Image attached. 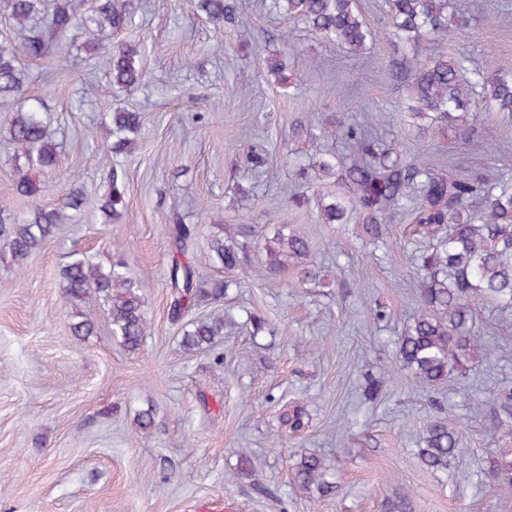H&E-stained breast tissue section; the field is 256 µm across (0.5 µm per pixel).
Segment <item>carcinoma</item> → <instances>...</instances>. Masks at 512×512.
I'll list each match as a JSON object with an SVG mask.
<instances>
[{
  "instance_id": "obj_1",
  "label": "carcinoma",
  "mask_w": 512,
  "mask_h": 512,
  "mask_svg": "<svg viewBox=\"0 0 512 512\" xmlns=\"http://www.w3.org/2000/svg\"><path fill=\"white\" fill-rule=\"evenodd\" d=\"M390 34L405 43L428 37H452L464 21L466 0H387ZM198 9L212 22L222 25L235 18L233 0H197ZM269 9L304 22L327 41L352 53H361L377 37L362 12V0H270ZM0 15L12 26L0 32V101L21 94L27 84L25 63L49 55L67 58L81 35L90 44L102 45L106 32H117L128 23L117 0H95L92 14L76 15L71 0H0ZM112 86L130 93L145 73L136 52L122 46L102 55ZM467 60L448 62L434 59L408 69L405 116L410 125L439 140L453 131L469 134L476 120L471 99L464 91L468 72L470 91L487 108L512 112V62L494 60L484 68L468 70ZM112 126L114 154L130 153L137 145L141 117L132 111L105 113ZM7 132L14 148L27 159L28 168L19 172L17 190L32 195L40 189V175L58 166L55 144L47 135L37 105L20 106L7 119ZM329 136L344 141L349 149L346 179L348 196L336 195L318 203L324 224H346L356 216L374 239L382 238L381 224L399 209L410 206L415 235L433 241L425 250L410 253L421 271L419 314L398 338L402 368L420 381L434 385L470 363L480 345L475 330L474 301L500 309H512V181L488 174L457 176L437 172L423 163L405 162L392 156L372 130L358 123L330 127ZM336 155L316 159L310 169L336 175ZM125 174L112 170V185L101 209L117 218L126 209ZM83 192L73 187L52 208H38L30 217L15 214L0 218L12 258L20 274L28 261L64 223L67 211H79ZM173 242L185 252L193 241L189 224H175ZM209 251L226 269L240 265L247 244L233 238L213 237ZM266 268L275 271L292 265L298 284L319 278L311 264L308 238L289 224L264 238ZM171 317L191 311L204 297L224 299V281H203L195 267L178 260L168 271ZM62 288L76 321L70 326L77 340L94 334V323L83 308L95 303L108 306L112 336L129 352L140 349L146 333L144 285L129 277L125 263L114 259L104 266L90 253L77 254L62 270ZM224 338V315L195 318L183 329L181 343L188 352L212 348ZM421 454L434 469H446L461 455L460 436L440 420L428 424ZM487 475L512 482V448H504L487 467ZM297 481L315 485L322 492L334 487L327 470L315 456H305L295 467Z\"/></svg>"
}]
</instances>
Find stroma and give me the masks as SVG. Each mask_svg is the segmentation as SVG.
I'll use <instances>...</instances> for the list:
<instances>
[{
    "instance_id": "obj_1",
    "label": "stroma",
    "mask_w": 512,
    "mask_h": 512,
    "mask_svg": "<svg viewBox=\"0 0 512 512\" xmlns=\"http://www.w3.org/2000/svg\"><path fill=\"white\" fill-rule=\"evenodd\" d=\"M131 23L112 38L137 51L143 86L113 94L101 49L77 41L70 59L28 63L26 95L42 118L59 165L46 188L20 196L25 159H14L0 103V201L14 213L58 203L78 177L86 203L60 225L19 275L0 244V512H195L223 498L230 512H512V485L485 474L502 446L495 396L512 387V311L477 305L485 344L463 373L431 387L395 358L396 341L418 313L420 273L405 259L417 239L397 212L381 242L361 223L322 224L317 202L344 184L301 177L287 152H341L319 121L384 118L379 135L393 154L468 175L512 179V118H480L468 138L432 141L403 125V60L465 56L470 67L512 58V0H472L453 38L415 45L388 37L385 0H364L375 45L353 55L302 31L283 38L288 16L264 0H238L235 22H210L194 0H120ZM286 68L270 75L267 57ZM140 113L134 153L113 154L103 116ZM264 150L255 169L251 149ZM127 183L122 217L100 209L113 170ZM305 205H287L289 190ZM172 224H192L187 261L204 279L229 281L224 301L197 314L234 318L210 351L181 346L166 273ZM298 225L312 242L323 280L294 287L292 272L254 275L264 237ZM250 227L240 267L227 271L208 249L213 236ZM128 274L146 286L147 332L137 352L113 337L106 307L75 340L61 270L77 252L111 262L114 244ZM263 330H255L254 319ZM304 426L281 427L283 407ZM154 425L136 430L139 411ZM439 419L461 435L463 466L428 467L420 439ZM321 457L335 488L301 487L294 467Z\"/></svg>"
}]
</instances>
